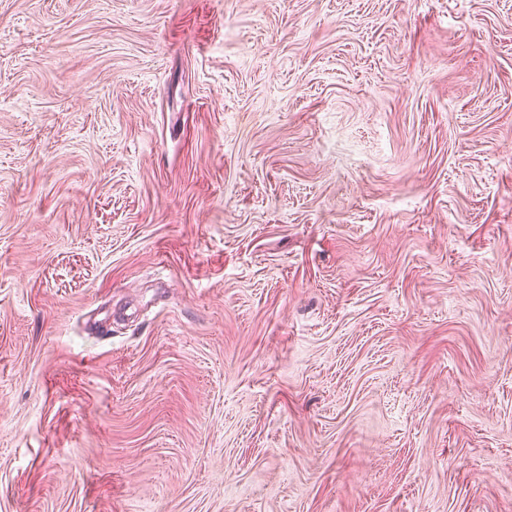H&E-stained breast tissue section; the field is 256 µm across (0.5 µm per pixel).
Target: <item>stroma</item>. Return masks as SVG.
<instances>
[{
  "mask_svg": "<svg viewBox=\"0 0 512 512\" xmlns=\"http://www.w3.org/2000/svg\"><path fill=\"white\" fill-rule=\"evenodd\" d=\"M0 512H512V0H0Z\"/></svg>",
  "mask_w": 512,
  "mask_h": 512,
  "instance_id": "1",
  "label": "stroma"
}]
</instances>
